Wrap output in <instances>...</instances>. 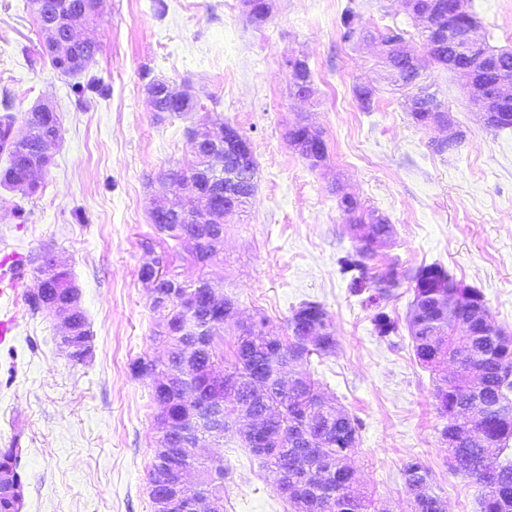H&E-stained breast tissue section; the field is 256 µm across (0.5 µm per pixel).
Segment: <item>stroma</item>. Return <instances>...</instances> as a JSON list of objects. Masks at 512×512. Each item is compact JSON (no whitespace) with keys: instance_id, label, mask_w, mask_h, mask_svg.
I'll return each instance as SVG.
<instances>
[{"instance_id":"obj_1","label":"stroma","mask_w":512,"mask_h":512,"mask_svg":"<svg viewBox=\"0 0 512 512\" xmlns=\"http://www.w3.org/2000/svg\"><path fill=\"white\" fill-rule=\"evenodd\" d=\"M358 2L366 31L398 25L408 48L424 54L402 0ZM345 4L273 0L258 26L241 0H106L102 18L77 29L102 51L72 79L51 67L20 0H0V98L19 121L50 102L62 125L38 192L0 189V248L23 253L31 274L47 249L68 264L90 331V355L76 363L58 347L63 325L53 311L30 312L21 298L13 307L18 334L12 349H0V448L22 450L21 512H152L158 409L129 364L144 354L166 360L168 345L139 270L166 249L151 211L178 197L161 176L191 162L186 130L202 116L213 129L237 128L258 164L250 206L228 218L202 275L222 285L242 318L266 316L281 336L301 304L328 311L336 347L313 357L311 369L330 403L360 423L356 489L376 512H409L402 469L414 456L431 468L446 512H478L477 485L448 466L435 374L416 363L406 328L386 337L372 330L379 310L404 320L409 285L376 306L351 292L338 259L353 240L337 199L349 194L393 225L379 270L439 264L479 291L512 336V129L487 127L459 77L429 63L424 83L465 134L454 153L437 152L443 131L412 122L377 62L378 44L341 41ZM467 8L492 45L512 49V0H467ZM291 56L309 66L308 97L294 93ZM94 77L107 94L77 98L72 83ZM155 79L191 86L197 111L152 112L145 88ZM361 84L374 89L373 111L359 106ZM302 117L324 132L320 166L286 139ZM204 453L226 468L224 512H290L239 435Z\"/></svg>"}]
</instances>
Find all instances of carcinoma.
<instances>
[{"mask_svg": "<svg viewBox=\"0 0 512 512\" xmlns=\"http://www.w3.org/2000/svg\"><path fill=\"white\" fill-rule=\"evenodd\" d=\"M24 9L34 18L38 26L47 22L64 21L65 11L61 0H24ZM359 13L354 0H348L340 17V34L344 42L365 40L368 34L360 28ZM101 52V43L96 40L79 38L68 42L57 53L49 55L51 66L65 77H74L95 62ZM421 65H402L403 74L390 76V80L408 91V95L424 90L419 84ZM16 123L9 105H4L0 114V155H7L5 171L12 177L11 189L27 194L23 183L27 170L17 160L15 145L10 138ZM61 126L46 114L32 123L25 134L26 147L33 151L46 139H58ZM205 157L195 158L190 167L173 176L179 177L187 189L197 196L209 193L216 184L224 183V173L206 170ZM340 208L348 215L352 224H363L372 238L389 240L393 227L388 220L373 209L362 205ZM157 233L164 240L174 242L172 250L191 267L205 265V258L211 250L209 244L188 233L189 224H162L153 221ZM377 254L362 255L361 245L356 243L352 250L339 258L340 273L349 278L351 292L357 294L373 287L372 270ZM51 287L44 290L48 298L59 301L66 299V285L71 280L70 272L56 274L46 267H38ZM405 324L412 341L416 361L424 368L440 374L435 386V399H448V413L455 418V424L441 430L444 436L464 433L458 448L448 449V466L456 473L473 479L481 488L478 498L479 512H512V464L495 468L496 476L492 487L485 480L483 469L491 452H502L512 440V378L507 375L512 349L503 343L506 339L501 329L490 322L479 324L474 330L460 331L455 323L470 321L466 303L457 301L451 316L439 310L441 298L438 290L431 287L413 288ZM158 315L157 326L170 325L165 335L169 345L166 365L176 368L184 362L186 339L181 333L179 318L181 312L174 306L165 308L151 306ZM324 323L325 340L328 347L315 351L317 356L329 354L336 347V336L330 315L320 309ZM373 331L380 337L396 332L399 324L383 311L372 318ZM214 345L211 350L201 352L194 358L198 376L175 381L169 387L152 388L153 401L164 408V415L158 419L179 426L191 412L200 406L215 388L202 386L198 377L214 370L232 373L241 380V387L235 391L219 390L224 400V416L230 417L243 411L256 415L269 414L277 417L278 425L274 434L279 437L270 447L259 452L247 444L251 454L257 457L267 472L272 487L280 491L287 477L310 475L302 488V498L307 503L306 512H374V502L366 494L353 490L356 482V468L353 465L355 448L358 446L360 424L340 407L321 409V404L312 403L300 395L289 396L278 387L274 379L277 367L288 363L301 349L296 324L288 321L287 337L266 336L260 330H238L234 338V362L224 361V325L216 323L211 327ZM456 363V371L448 376L441 374L445 359ZM311 358L304 357L299 374L305 384L304 392H317L320 384L309 370ZM479 371L481 383L478 389L469 386V376ZM262 382L265 392L260 397L249 394L250 385ZM185 467L197 473L198 492L224 498V464L222 461L205 458L195 452H185L177 458L161 453L154 454L149 470V481L162 470ZM0 512H18L17 503L24 497V478L21 467V453L17 448H0ZM405 486L412 494L410 512H445L443 498L433 489V474L418 457H413L403 467Z\"/></svg>", "mask_w": 512, "mask_h": 512, "instance_id": "carcinoma-1", "label": "carcinoma"}]
</instances>
